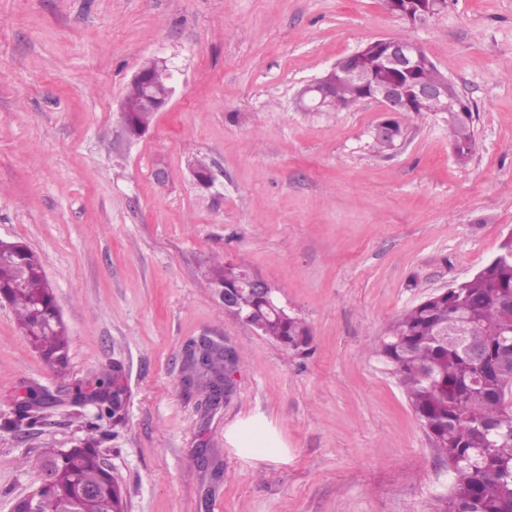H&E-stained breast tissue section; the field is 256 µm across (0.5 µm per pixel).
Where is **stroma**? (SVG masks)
Listing matches in <instances>:
<instances>
[{
	"mask_svg": "<svg viewBox=\"0 0 512 512\" xmlns=\"http://www.w3.org/2000/svg\"><path fill=\"white\" fill-rule=\"evenodd\" d=\"M401 35L475 105L468 163L444 114L411 113L378 154L379 104L298 110L337 59ZM153 59L175 92L131 139L121 99ZM511 233L512 0H448L415 27L382 0H0V239L40 256L68 338L61 375L0 298V512L38 484L24 456L92 420L124 512H431L448 469L374 348ZM215 255L277 288L312 330L306 357L224 311L199 273ZM205 335L243 354L212 411L183 384ZM109 371L121 406L101 419ZM33 390L53 405L9 427ZM250 418L282 458L236 453Z\"/></svg>",
	"mask_w": 512,
	"mask_h": 512,
	"instance_id": "obj_1",
	"label": "stroma"
}]
</instances>
